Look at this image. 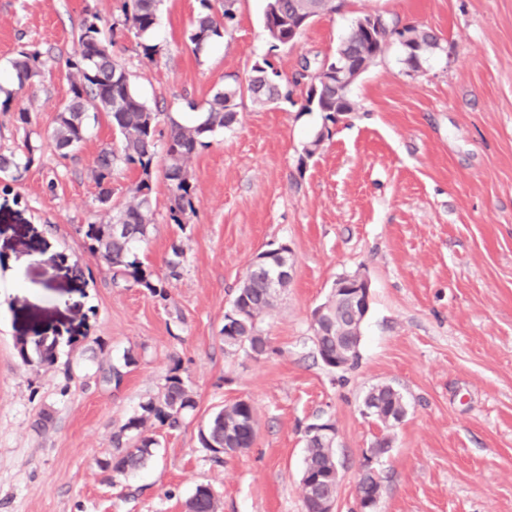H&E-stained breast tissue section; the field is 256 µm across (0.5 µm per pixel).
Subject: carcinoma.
Here are the masks:
<instances>
[{"label":"carcinoma","instance_id":"carcinoma-1","mask_svg":"<svg viewBox=\"0 0 512 512\" xmlns=\"http://www.w3.org/2000/svg\"><path fill=\"white\" fill-rule=\"evenodd\" d=\"M202 9L198 12L189 35L190 42L197 50L215 38H220L236 18L237 0H222L221 13L213 11L211 0H200ZM160 0H124V25L134 31L140 39L143 55L154 60L158 53L157 45L150 43V36L157 25ZM275 12L265 10L263 27L266 31L277 30L282 37L298 26L300 19L310 13L314 16L336 12V0H277ZM379 27L369 31H352L346 42L339 48L347 58L354 61L369 59L374 63L384 53L387 42L392 38L411 35V40L402 42L405 49L420 41L424 50L437 46V39L430 33L414 26L398 29L382 18ZM77 47L66 61L65 67L70 84V96L58 113L50 138L58 150L76 146L87 130L88 108L107 114L112 126L119 132L120 148L103 149L96 159L100 180L110 177L112 166L118 159L140 170L141 178L128 188L130 201L112 214V221H95L81 228L88 251L99 258L112 270L113 278L145 288L152 297L162 301L170 298V279L178 277V268L185 254V243L172 246V254L167 261L169 273L153 276L142 268L135 245L146 240L153 224L154 212L145 211L141 204L151 198L152 179L156 171H161L170 196L168 218L175 224L184 225L185 216L193 211V185L189 170L191 157L201 148L209 146L210 139L229 127L236 119L238 100L248 95L260 104L275 103L280 99H290L291 92H282L279 83L280 73L268 59L261 65L251 67V75L245 81H237L218 90L203 106L204 119L191 125H183L168 119L169 133L164 146L158 145L157 130L162 121V113L151 108L136 93L130 75L125 67L112 58V41L107 39L104 26L98 15L85 17L76 35ZM40 56L36 52L21 51L11 61L16 88L3 90L5 99L0 101V110L10 111L12 102L19 96L26 83L40 71ZM318 87L316 96L311 92L302 94L304 103L300 112H320L324 120L335 122L336 115L353 111L350 89L336 87V82L328 83L318 75L312 76ZM37 147L24 141L16 153L0 155V178L16 179V174L27 169L35 159ZM123 224L128 232L123 235L112 233V225ZM273 267L260 274L248 276L249 284L238 289L232 306L224 315V343L231 347L246 345L259 355L269 350V339L258 326V318L271 309L276 297L271 294L268 280L275 278ZM319 339L318 354L322 362L336 356V332ZM37 359L42 364L52 365L57 360L56 342L39 341L34 344ZM366 398L383 406L387 412L400 407L402 396L393 393L391 386H376L369 390ZM194 393L182 376L172 371L165 377L160 390L141 404V413L130 416L112 433V456L101 463L118 476H126L141 467L153 455L157 439L147 433L146 424L154 420L160 426L172 430L181 426L187 411L195 407ZM256 424L255 408L237 401L215 410L205 426L199 431V441L215 462H224V456H231L251 446L249 438L232 440V435L241 429L253 430ZM335 449L326 448L313 439L306 442L304 471L315 478L312 487H303L305 512H318L322 493L336 490L334 467ZM380 494V483L376 474L369 473L360 482L358 494L362 507L366 500ZM189 512H217L218 503L207 485H199L186 500Z\"/></svg>","mask_w":512,"mask_h":512}]
</instances>
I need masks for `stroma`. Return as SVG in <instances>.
<instances>
[{
	"instance_id": "stroma-1",
	"label": "stroma",
	"mask_w": 512,
	"mask_h": 512,
	"mask_svg": "<svg viewBox=\"0 0 512 512\" xmlns=\"http://www.w3.org/2000/svg\"><path fill=\"white\" fill-rule=\"evenodd\" d=\"M122 0H0V86L26 49L53 57L19 96L31 125L0 112V153L38 145L34 163L0 184V512H184L197 485L218 512H303L304 429L333 423L340 472L335 512H357L366 465L381 482L378 512H512V0H346L290 45L270 50L266 0H238L233 30L194 49L200 0H162L146 59L121 27ZM115 26L112 55L139 96L183 124L232 78L270 58L283 78L334 54L371 13L432 32L419 64L391 42L351 85L354 111L322 128L298 104L240 100L235 122L190 161L194 211L168 219L152 180L156 222L137 250L164 274L186 241L169 301L113 280L81 228L98 220L96 158L120 139L106 115L68 153L49 134L69 96L65 60L85 13ZM290 245L294 277L259 320L261 358L224 344V313L255 256ZM371 283L356 365L333 369L313 342L311 312L341 276ZM79 335L76 344L68 338ZM20 336L57 339L54 365L23 361ZM131 355L121 385L104 369ZM196 406L124 479L102 468L115 429L155 394L173 366ZM403 395L407 414L383 428L361 412L375 385ZM239 399L256 409L250 448L211 461L199 430ZM51 422H35L41 412ZM391 450L371 461L374 442Z\"/></svg>"
}]
</instances>
